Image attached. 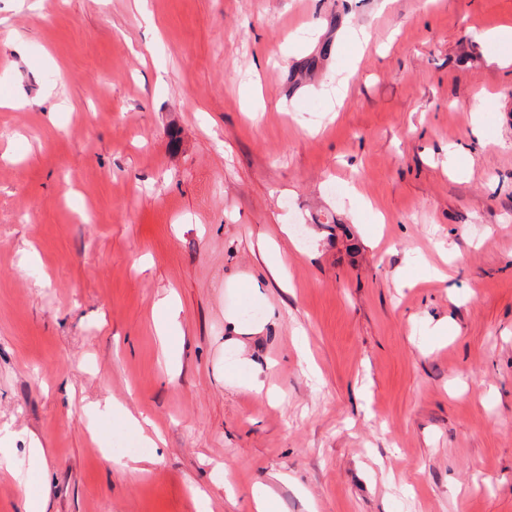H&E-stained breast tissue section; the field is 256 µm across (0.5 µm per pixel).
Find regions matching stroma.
Masks as SVG:
<instances>
[{
	"label": "stroma",
	"instance_id": "obj_1",
	"mask_svg": "<svg viewBox=\"0 0 512 512\" xmlns=\"http://www.w3.org/2000/svg\"><path fill=\"white\" fill-rule=\"evenodd\" d=\"M503 27L512 0H0V512L36 444L49 512H512ZM127 420L135 429L141 443L146 445L147 448L157 447V441L162 440L161 434L149 418L142 417L141 419H137L131 414H127Z\"/></svg>",
	"mask_w": 512,
	"mask_h": 512
}]
</instances>
